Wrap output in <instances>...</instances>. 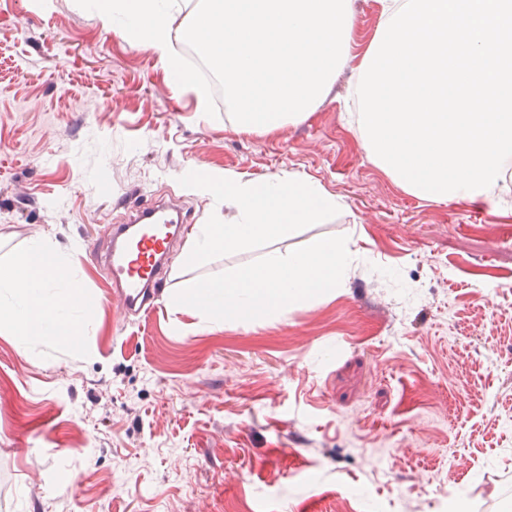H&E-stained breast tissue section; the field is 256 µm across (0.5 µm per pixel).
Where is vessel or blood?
<instances>
[{
    "mask_svg": "<svg viewBox=\"0 0 512 512\" xmlns=\"http://www.w3.org/2000/svg\"><path fill=\"white\" fill-rule=\"evenodd\" d=\"M191 229L189 214L173 202L139 205L129 208L123 223L109 226L102 245H88L90 256L110 272L123 322L156 307L166 285L162 271L175 244Z\"/></svg>",
    "mask_w": 512,
    "mask_h": 512,
    "instance_id": "b4317fda",
    "label": "vessel or blood"
}]
</instances>
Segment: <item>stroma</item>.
Masks as SVG:
<instances>
[{"instance_id": "35a3bbf8", "label": "stroma", "mask_w": 512, "mask_h": 512, "mask_svg": "<svg viewBox=\"0 0 512 512\" xmlns=\"http://www.w3.org/2000/svg\"><path fill=\"white\" fill-rule=\"evenodd\" d=\"M351 78L304 123L238 133L75 0H0V263L44 240L93 303L79 347L0 327V512H512V203L408 194L345 118ZM203 173L335 195L280 247L345 242L341 285L213 322L177 294L257 251H177L158 309L118 326L83 244L159 196L223 223L187 187Z\"/></svg>"}]
</instances>
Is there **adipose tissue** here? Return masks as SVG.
<instances>
[{
	"label": "adipose tissue",
	"instance_id": "obj_1",
	"mask_svg": "<svg viewBox=\"0 0 512 512\" xmlns=\"http://www.w3.org/2000/svg\"><path fill=\"white\" fill-rule=\"evenodd\" d=\"M199 193L217 197L226 208L220 224L199 225L183 261L204 266L219 251L245 250L286 237L299 224L323 219L336 199L316 182L291 175L260 182L228 174L195 179ZM350 264L345 245L333 238L318 240L306 251H267L257 262L239 267L224 279L202 278L184 288L183 305H201L211 318L270 315L304 296L336 287ZM69 272L43 241L34 240L10 263L0 265V326L12 329L20 347L61 338L73 345L82 338L74 330L77 303Z\"/></svg>",
	"mask_w": 512,
	"mask_h": 512
}]
</instances>
